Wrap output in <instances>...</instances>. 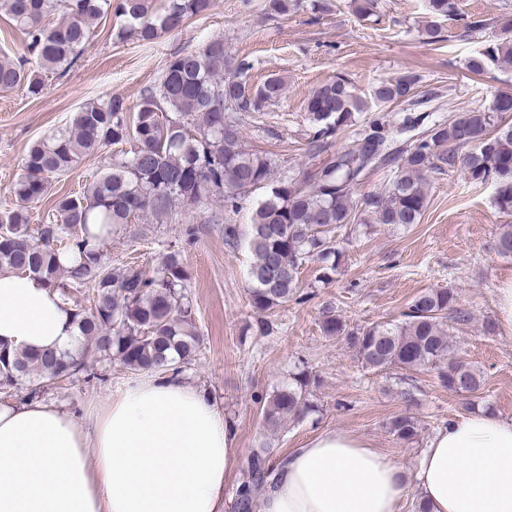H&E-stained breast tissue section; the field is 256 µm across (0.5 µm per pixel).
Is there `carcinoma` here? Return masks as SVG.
Segmentation results:
<instances>
[{
	"label": "carcinoma",
	"instance_id": "cac0c4a2",
	"mask_svg": "<svg viewBox=\"0 0 512 512\" xmlns=\"http://www.w3.org/2000/svg\"><path fill=\"white\" fill-rule=\"evenodd\" d=\"M428 16L420 29L430 43L441 39L440 21L456 11L454 0H426ZM215 0H165L153 13L146 0H0V7L23 31L27 53L0 60V91L23 88L37 97L48 74L64 75L90 39L93 25L112 15L124 24L115 38L133 36L151 44L190 18L206 15ZM302 0H267L265 8L286 16ZM512 64V18L501 22L496 41L468 59L482 74ZM231 59L224 39H209L201 48L180 51L168 61L161 78L145 88L131 106L124 98L89 103L73 113L69 124L35 142L22 160L13 189L15 208L0 213V269L42 280L67 297L71 288L92 290L90 307H72L78 346L74 350L30 353L0 344V387L25 385L37 394L45 380L70 378L87 370L93 352L134 371H166L191 362L201 347L187 294L189 273L177 253L166 254L156 274L147 277L131 266L110 269L100 244L122 224L151 217L161 220L179 210H193L220 198L235 211L241 195L268 188L254 209L248 240L249 303L257 312L275 311L298 295L300 269L311 257L326 271H336L338 248L333 229L345 224H418L426 208V173L443 166L462 168L474 187H494L499 213L512 217V94L496 96L487 110L459 117L410 137L399 155L390 150L392 126L376 117L352 148L340 150L302 177L271 182L272 159L245 148L244 118L281 98L285 82L267 78L252 90L229 73ZM420 77L408 73L380 82L366 98L344 77L311 91L305 111L312 124L310 145L322 149L328 139L350 127L355 114L393 104L416 105ZM134 142L130 155L107 168L76 196L61 198L53 222L29 224L28 208L44 199L54 180L105 145ZM397 170L380 195L356 197L366 174L392 163ZM77 251L63 266L61 255ZM496 253L512 258V224L499 234ZM470 318L448 288L425 290L414 297L401 323H379L350 329L339 316H323L326 336L342 337L356 357L371 369L435 371L448 388L474 393L481 377L454 356L448 319ZM317 375L301 369L288 384L273 391L262 417L278 426L287 417L314 411L312 388ZM390 433L401 442L417 436V421L395 417ZM270 446L253 452L235 491L233 512H254L256 500L272 479Z\"/></svg>",
	"mask_w": 512,
	"mask_h": 512
}]
</instances>
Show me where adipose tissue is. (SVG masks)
Returning <instances> with one entry per match:
<instances>
[{"instance_id": "adipose-tissue-1", "label": "adipose tissue", "mask_w": 512, "mask_h": 512, "mask_svg": "<svg viewBox=\"0 0 512 512\" xmlns=\"http://www.w3.org/2000/svg\"><path fill=\"white\" fill-rule=\"evenodd\" d=\"M72 310L37 279L0 271V342L62 350ZM235 433L176 370L142 373L100 409L0 403V512H224ZM512 512V419L477 410L439 428L412 475L368 441L328 430L274 464L260 512Z\"/></svg>"}]
</instances>
